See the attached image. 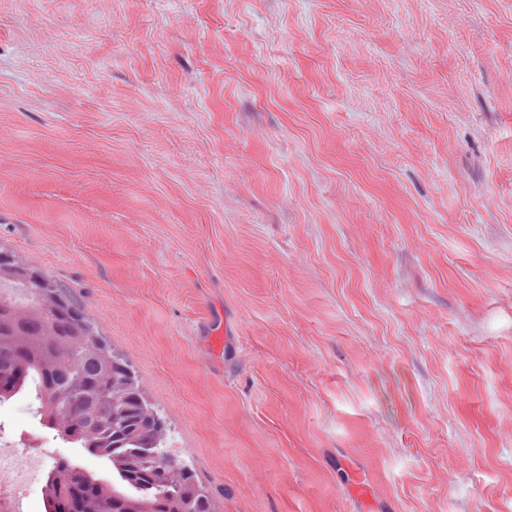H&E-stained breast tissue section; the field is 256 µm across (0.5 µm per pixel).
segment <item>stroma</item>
<instances>
[{
    "instance_id": "obj_1",
    "label": "stroma",
    "mask_w": 512,
    "mask_h": 512,
    "mask_svg": "<svg viewBox=\"0 0 512 512\" xmlns=\"http://www.w3.org/2000/svg\"><path fill=\"white\" fill-rule=\"evenodd\" d=\"M0 247L217 512H512V0H0Z\"/></svg>"
}]
</instances>
